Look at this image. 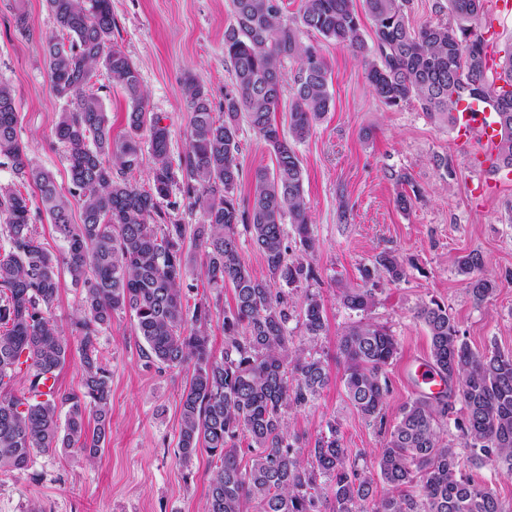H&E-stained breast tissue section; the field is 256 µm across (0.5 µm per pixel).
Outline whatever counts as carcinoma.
<instances>
[{
    "label": "carcinoma",
    "instance_id": "cac0c4a2",
    "mask_svg": "<svg viewBox=\"0 0 512 512\" xmlns=\"http://www.w3.org/2000/svg\"><path fill=\"white\" fill-rule=\"evenodd\" d=\"M372 23V43L362 35L356 0H304L297 16L284 15L283 0H231L233 23L224 29V57L234 88L224 95L222 117L214 116L208 89L194 78L183 85L189 110L186 151L173 165L170 129L147 108L140 73L114 43L111 0H46L56 32L44 41L49 86L63 102L55 127L67 148L75 193L82 201L74 223L51 171L34 166L18 136L19 116L10 86L0 81V165L17 183L0 193V471L28 469L34 453L76 449L97 457L110 435L109 376L101 364L99 336L117 312L135 314L136 335L145 357L169 369L191 370L180 397L178 456L187 463L206 451L215 460L204 512H366L374 501V478L339 435L336 422L303 453L288 432L285 414L305 407L328 383L323 360L296 344L288 327V292L314 277V269L289 257L285 224L306 256L317 250L310 209L303 193V168L294 143L308 138L332 105L329 67L320 47L301 35L314 32L329 43L371 54L366 79L383 104L416 101L431 119L454 123L461 101H494L503 132L499 167L512 169V55L501 61L498 87L487 79L485 43L478 30L486 0H448V20L411 26L410 0H362ZM297 64L286 86L285 61ZM121 87L130 103L127 131L112 129L95 92L98 73ZM291 91L288 129L273 118ZM272 150L270 171L253 176L252 198L236 195L241 124ZM152 157L148 187L133 174L143 163L142 143ZM181 200H171L173 190ZM200 211V221L172 218L180 208ZM45 216L63 241L61 255L48 251L35 220ZM243 226L267 266L255 275L241 259ZM213 288L230 287L234 305L224 311V353L210 347L208 303H188L195 289L186 283L193 254ZM387 280L406 276L392 252L376 259ZM65 265L82 293L76 322L83 378L78 391L41 388L57 378L70 352L69 337L49 310L59 292L57 269ZM483 257L458 260L469 276V293L490 298L496 281L483 273ZM342 305L365 312L374 289L345 287ZM417 317L427 327L431 366L445 378L436 396L419 394L405 403L376 462L390 487L373 512H504L496 492L462 472V456L443 441L440 418L463 404L455 418L461 447L475 463L494 462L512 474V352L480 354L461 336L448 308L432 300ZM297 323L309 342L325 331L323 306L305 293ZM398 341L384 327L360 322L339 340L343 385L351 406L366 420L384 418L389 380L386 367L398 355ZM27 386L15 390L19 375ZM66 409L60 421L59 409ZM94 428H89L90 423ZM247 441V464L239 459Z\"/></svg>",
    "mask_w": 512,
    "mask_h": 512
}]
</instances>
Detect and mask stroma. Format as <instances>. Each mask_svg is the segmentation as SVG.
<instances>
[{
  "instance_id": "35a3bbf8",
  "label": "stroma",
  "mask_w": 512,
  "mask_h": 512,
  "mask_svg": "<svg viewBox=\"0 0 512 512\" xmlns=\"http://www.w3.org/2000/svg\"><path fill=\"white\" fill-rule=\"evenodd\" d=\"M14 1L0 0V81L15 92L29 158L53 173L76 214L80 201L65 148L55 137L62 103L50 90L42 48L55 25L46 0H22L30 33L19 34L11 17ZM112 16L113 42L137 67L147 106L163 116L171 130V157L179 159L189 121L184 80L202 82L217 112L232 88L231 65L224 58V30L233 21L230 2L112 0ZM304 41L321 47L333 104L296 146L319 248L309 258L314 280L291 291L290 301L300 303L307 292L320 298L326 331L310 348L325 362L330 381L311 405L288 410L285 419L305 448L326 433L328 422H336L346 446L359 454L360 468L372 475L401 406L418 393L413 365L429 357L428 330L416 316L421 303L433 299L447 306L472 350L512 351V183L473 204L469 187L478 176L468 169L451 125L431 121L414 101L397 107L378 101L361 56L351 49L315 34ZM240 141L238 194L247 199L255 170L273 167L275 160L249 126H242ZM440 157L447 168L437 166ZM401 191L414 195L409 210L396 205ZM384 251L404 260L406 278L391 283L378 277L374 307L345 309L340 288L361 285L363 269ZM473 251L498 283L493 297L481 304L457 271L458 259ZM187 281L195 286L190 300L204 297L211 305L208 334L214 355H222V312L233 305V292L211 288L196 270ZM359 322L386 327L399 344L387 368L391 393L380 425L356 412L343 387L338 342ZM134 323L131 312L115 314L99 338L111 376V434L98 458L59 448L35 454L28 470L0 473V512H203L214 463L203 452L186 465L177 456L179 400L189 372L149 361Z\"/></svg>"
}]
</instances>
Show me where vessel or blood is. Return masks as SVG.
<instances>
[{"label": "vessel or blood", "mask_w": 512, "mask_h": 512, "mask_svg": "<svg viewBox=\"0 0 512 512\" xmlns=\"http://www.w3.org/2000/svg\"><path fill=\"white\" fill-rule=\"evenodd\" d=\"M454 128L469 169L480 175L477 184L470 188L472 199L479 201L492 196L500 184L512 180V174L496 168L501 135L493 121L492 103H484L479 114L473 113L471 104L461 103Z\"/></svg>", "instance_id": "b4317fda"}]
</instances>
